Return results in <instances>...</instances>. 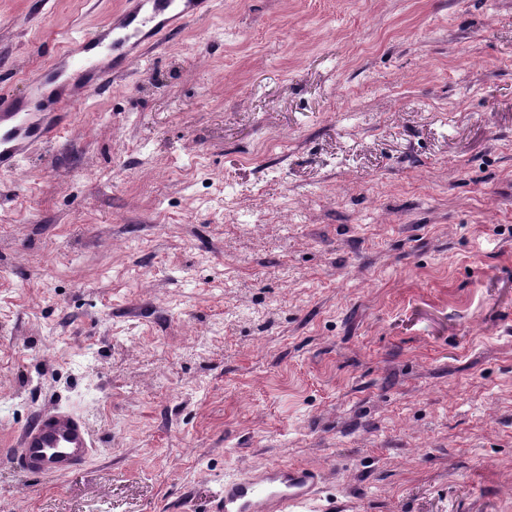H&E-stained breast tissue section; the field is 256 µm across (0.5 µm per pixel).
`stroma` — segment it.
Masks as SVG:
<instances>
[{
  "label": "stroma",
  "instance_id": "35a3bbf8",
  "mask_svg": "<svg viewBox=\"0 0 512 512\" xmlns=\"http://www.w3.org/2000/svg\"><path fill=\"white\" fill-rule=\"evenodd\" d=\"M123 7L0 0V93ZM71 115L0 174V512H512V0H222ZM16 465L34 475L62 476L90 456L93 438L86 421L62 408L42 412L19 436ZM318 478L317 471L309 467L255 468L224 479L221 512H297L314 492Z\"/></svg>",
  "mask_w": 512,
  "mask_h": 512
}]
</instances>
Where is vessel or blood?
<instances>
[{
  "mask_svg": "<svg viewBox=\"0 0 512 512\" xmlns=\"http://www.w3.org/2000/svg\"><path fill=\"white\" fill-rule=\"evenodd\" d=\"M215 0H126L104 26L70 39L47 66L29 79L25 98L0 96V173L14 172L21 158L60 134L68 108L92 92L109 90L161 37L200 19ZM16 465L34 475L62 476L90 456L86 421L62 408L42 412L19 436ZM309 467H258L224 482L221 512H297L318 484Z\"/></svg>",
  "mask_w": 512,
  "mask_h": 512,
  "instance_id": "vessel-or-blood-1",
  "label": "vessel or blood"
}]
</instances>
